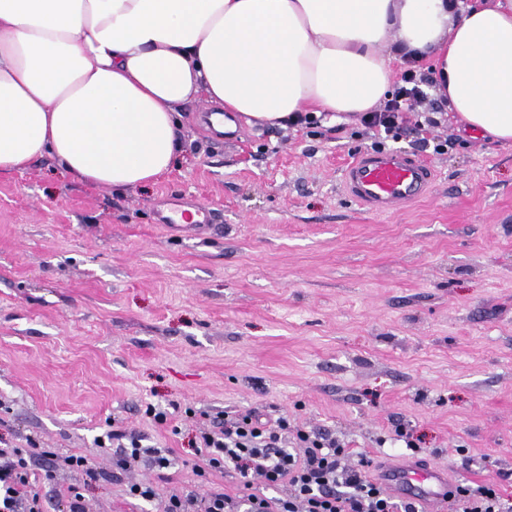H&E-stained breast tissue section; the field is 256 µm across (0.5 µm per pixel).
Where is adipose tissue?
Segmentation results:
<instances>
[{"instance_id": "adipose-tissue-1", "label": "adipose tissue", "mask_w": 512, "mask_h": 512, "mask_svg": "<svg viewBox=\"0 0 512 512\" xmlns=\"http://www.w3.org/2000/svg\"><path fill=\"white\" fill-rule=\"evenodd\" d=\"M399 55L433 59L464 128L512 142V0H0V175L48 154L95 187L154 184L185 104L354 117Z\"/></svg>"}]
</instances>
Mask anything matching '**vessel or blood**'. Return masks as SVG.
<instances>
[{"label":"vessel or blood","mask_w":512,"mask_h":512,"mask_svg":"<svg viewBox=\"0 0 512 512\" xmlns=\"http://www.w3.org/2000/svg\"><path fill=\"white\" fill-rule=\"evenodd\" d=\"M434 179L433 169L419 158L397 152L359 155L344 173L349 196L373 212H387L422 198ZM186 201L171 198L159 223L182 233L200 235L216 221L215 212L205 205L186 210ZM379 477L386 489L399 498L419 501L423 512H447L454 499L455 484L446 467L430 464L383 465Z\"/></svg>","instance_id":"obj_1"}]
</instances>
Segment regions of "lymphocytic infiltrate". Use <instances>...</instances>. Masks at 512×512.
<instances>
[{
  "mask_svg": "<svg viewBox=\"0 0 512 512\" xmlns=\"http://www.w3.org/2000/svg\"><path fill=\"white\" fill-rule=\"evenodd\" d=\"M422 83L415 70H406L391 99L365 117L364 125L397 135L402 112L423 95ZM288 429L287 418L271 422L255 410L219 413L198 437L200 462L194 468L204 478L212 470L230 467L246 482L258 477L268 486L287 485L284 496L247 493L235 499L212 488L200 497L173 493L163 498L149 482L128 483L127 494L140 501L161 500L162 512H420L415 503L389 494L371 475L367 459L343 465L348 452L336 438L297 430L304 447L298 453L283 445ZM108 439L116 444L112 462L119 469L136 460L159 472L171 466L168 449L143 447L138 437L117 430ZM36 483L22 449L0 448V512H45L47 497ZM457 493L454 512H512V499L494 487L461 484Z\"/></svg>",
  "mask_w": 512,
  "mask_h": 512,
  "instance_id": "1",
  "label": "lymphocytic infiltrate"
}]
</instances>
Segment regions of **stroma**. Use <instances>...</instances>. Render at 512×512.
<instances>
[{
    "mask_svg": "<svg viewBox=\"0 0 512 512\" xmlns=\"http://www.w3.org/2000/svg\"><path fill=\"white\" fill-rule=\"evenodd\" d=\"M181 134L173 171L134 191L48 156L0 176V437L105 473L59 469L42 490L84 484L89 512H161L126 497L132 481L241 496L234 470L196 477L191 442L255 409L336 438L349 463L412 457L512 497V144L462 129L430 92L394 139L344 118L240 121L220 139L195 109ZM378 145L432 166L425 197L386 214L350 199L346 165ZM173 196L219 224L169 232L155 211ZM114 430L169 449L170 480L113 471L96 441ZM43 457H45V462L42 470L45 472L46 477L50 471L49 469L55 467L59 462L71 471L81 473L85 477L83 479L84 484L88 481H96L102 476V473L82 454L66 453L65 455H58L56 452L45 451Z\"/></svg>",
    "mask_w": 512,
    "mask_h": 512,
    "instance_id": "1",
    "label": "stroma"
}]
</instances>
